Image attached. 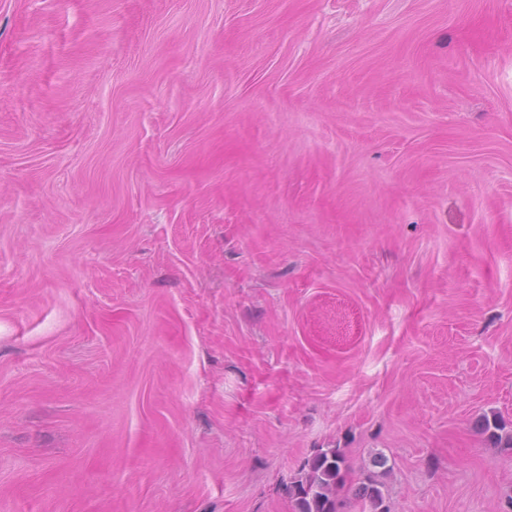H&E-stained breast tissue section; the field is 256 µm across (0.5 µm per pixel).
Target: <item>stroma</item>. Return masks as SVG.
Listing matches in <instances>:
<instances>
[{
  "mask_svg": "<svg viewBox=\"0 0 512 512\" xmlns=\"http://www.w3.org/2000/svg\"><path fill=\"white\" fill-rule=\"evenodd\" d=\"M512 0H0V512H507ZM477 429L494 448L512 450V423L497 413L484 414L478 421ZM303 474L288 483L293 512H340L337 490L347 480L340 448L321 449L307 460ZM386 463L387 459L379 453L373 458L372 466L382 468V470H368L366 474H363V478L359 479L356 496L363 501L365 506L368 504L369 512H391L386 504L383 491L386 487L384 478L387 476V471L383 469Z\"/></svg>",
  "mask_w": 512,
  "mask_h": 512,
  "instance_id": "1",
  "label": "stroma"
}]
</instances>
